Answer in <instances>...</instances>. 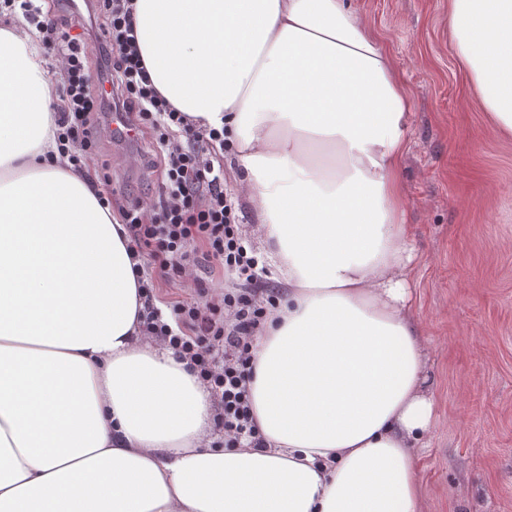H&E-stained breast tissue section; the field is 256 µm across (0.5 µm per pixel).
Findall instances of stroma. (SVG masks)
<instances>
[{
	"label": "stroma",
	"instance_id": "35a3bbf8",
	"mask_svg": "<svg viewBox=\"0 0 512 512\" xmlns=\"http://www.w3.org/2000/svg\"><path fill=\"white\" fill-rule=\"evenodd\" d=\"M411 97L401 177L436 417L419 451L424 512H512V134L482 107L454 50L448 0H351ZM117 205L158 196L149 136L99 131Z\"/></svg>",
	"mask_w": 512,
	"mask_h": 512
}]
</instances>
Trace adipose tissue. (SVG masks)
I'll return each instance as SVG.
<instances>
[{
	"instance_id": "ef3b65f1",
	"label": "adipose tissue",
	"mask_w": 512,
	"mask_h": 512,
	"mask_svg": "<svg viewBox=\"0 0 512 512\" xmlns=\"http://www.w3.org/2000/svg\"><path fill=\"white\" fill-rule=\"evenodd\" d=\"M177 110L220 127L283 297L252 342L262 448H216L189 360L142 335L123 229L58 149L37 38L0 28V512H423L435 401L399 171L410 95L348 0H134ZM512 133V0H449Z\"/></svg>"
}]
</instances>
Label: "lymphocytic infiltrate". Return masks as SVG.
<instances>
[{
    "label": "lymphocytic infiltrate",
    "mask_w": 512,
    "mask_h": 512,
    "mask_svg": "<svg viewBox=\"0 0 512 512\" xmlns=\"http://www.w3.org/2000/svg\"><path fill=\"white\" fill-rule=\"evenodd\" d=\"M0 2L20 8L55 59L60 75L57 140L74 171L84 172L97 156L96 122L106 110L124 112L132 127L152 131L164 160L161 191L158 198L121 211L127 248L145 261L139 281L143 332L190 360L211 392L216 420L224 429L222 446L263 447L249 392L251 339L279 292L266 281L264 260L243 236L224 167L213 160V151L224 142L223 131L196 125L153 86L134 36L132 0H99L112 66L108 99L93 88L82 40L63 25L65 0H56V13L48 15L34 0ZM217 265L232 283L216 296L211 273ZM161 279L189 291V299L162 310Z\"/></svg>",
    "instance_id": "obj_1"
}]
</instances>
